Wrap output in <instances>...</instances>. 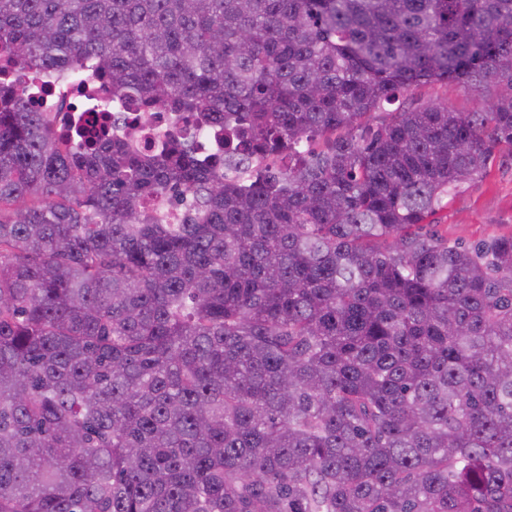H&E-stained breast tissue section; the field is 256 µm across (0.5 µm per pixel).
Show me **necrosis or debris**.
Returning <instances> with one entry per match:
<instances>
[{"label":"necrosis or debris","mask_w":512,"mask_h":512,"mask_svg":"<svg viewBox=\"0 0 512 512\" xmlns=\"http://www.w3.org/2000/svg\"><path fill=\"white\" fill-rule=\"evenodd\" d=\"M0 69L11 76L24 71L29 102L52 118L55 129H64L67 123L80 117L89 118L91 111L102 110L108 114L113 137L127 141L140 153L157 151L174 138L191 145L204 159L221 148L220 140L210 128L193 124L176 112L143 111L110 84L90 79L86 69L24 70L16 58L5 52L0 54Z\"/></svg>","instance_id":"4bbe7bcc"}]
</instances>
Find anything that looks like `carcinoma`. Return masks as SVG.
<instances>
[{
	"instance_id": "1",
	"label": "carcinoma",
	"mask_w": 512,
	"mask_h": 512,
	"mask_svg": "<svg viewBox=\"0 0 512 512\" xmlns=\"http://www.w3.org/2000/svg\"><path fill=\"white\" fill-rule=\"evenodd\" d=\"M2 48L222 152L0 78V512H512V235L423 232L512 96L385 109L512 86V0H0ZM24 81L29 102L52 118L55 130H65L67 122L74 123L78 117L83 124L89 112L104 109L112 138L126 140L137 152H155L174 138L191 145L204 160L221 149V141L210 128L181 120L179 112H144L112 85L90 79L87 68H28ZM509 93L510 89L504 84H491L488 89L476 93L459 85L448 83V86L424 85L412 88L408 94L418 100V102L439 98L447 102L449 110L454 112H471L482 108L489 99ZM143 206L152 213L160 214L165 224H181L185 216V209L172 207L160 198L145 200Z\"/></svg>"
}]
</instances>
